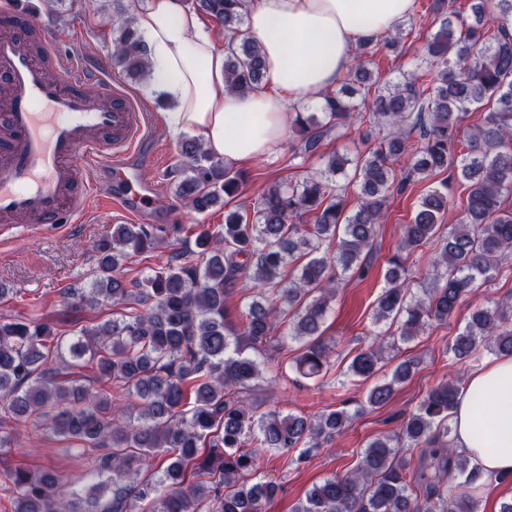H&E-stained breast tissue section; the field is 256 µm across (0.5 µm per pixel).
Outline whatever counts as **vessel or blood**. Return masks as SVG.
I'll return each mask as SVG.
<instances>
[{"label":"vessel or blood","mask_w":512,"mask_h":512,"mask_svg":"<svg viewBox=\"0 0 512 512\" xmlns=\"http://www.w3.org/2000/svg\"><path fill=\"white\" fill-rule=\"evenodd\" d=\"M147 112L106 68L88 72L17 0H0V231L72 224L98 178L106 203L145 218L156 187L139 174L155 164Z\"/></svg>","instance_id":"b4317fda"}]
</instances>
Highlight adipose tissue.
<instances>
[{
  "label": "adipose tissue",
  "instance_id": "adipose-tissue-1",
  "mask_svg": "<svg viewBox=\"0 0 512 512\" xmlns=\"http://www.w3.org/2000/svg\"><path fill=\"white\" fill-rule=\"evenodd\" d=\"M414 0H254L244 28L265 56L260 88L228 91L224 52L186 0H149L135 26L151 62L152 81L172 108L173 132L201 137L225 162L266 156L285 139L289 108L335 87L358 43L406 20ZM455 450L483 482L512 472V356L471 371L450 415Z\"/></svg>",
  "mask_w": 512,
  "mask_h": 512
}]
</instances>
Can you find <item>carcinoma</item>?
Returning <instances> with one entry per match:
<instances>
[{"label":"carcinoma","instance_id":"obj_1","mask_svg":"<svg viewBox=\"0 0 512 512\" xmlns=\"http://www.w3.org/2000/svg\"><path fill=\"white\" fill-rule=\"evenodd\" d=\"M195 5L224 27L229 90L259 88L265 64L242 30L247 0ZM430 11L439 26L421 48L419 74L384 85L362 59L396 51L399 24L362 43L349 82L322 94L323 117L295 113L305 155H320L332 131L366 117L378 129L371 147L323 157L302 182L265 189L254 209L225 210L217 229L196 233V250L141 278L124 276L130 254L191 229L120 224L93 242V280L65 290L59 319L0 318V456L12 444L3 425L39 421L81 445L91 480L84 487L51 467L4 468L11 512H135L144 502L146 512H263L279 486L252 482L257 450L295 451L301 463L351 416L345 409L260 413L255 381L270 351L289 340L300 344L301 376L326 374L322 326L330 302L344 277L367 272L362 256L373 248L389 197L444 171L467 193L452 230L442 224L446 182L421 198L403 228L375 301L380 342L359 350L343 372L352 381L376 379L368 406L386 405L420 364L409 357L379 378L384 343L396 348L448 323L463 296L512 259V0H470L467 14L456 0H431ZM113 44V64L129 79L149 75L132 17L122 19ZM476 111L481 120L462 128ZM178 152L184 178L176 195L192 209L202 213L238 195L243 173L214 159L201 140H182ZM353 183L360 195L350 210ZM429 245L427 277L407 279L403 255ZM244 278L253 282L251 295L233 322L226 302ZM100 305L112 316L66 329L70 316ZM482 348L512 355V304L477 309L448 343L458 360ZM106 384L125 399L112 398ZM458 393L450 382L432 388L399 432L372 440L354 471L313 485L292 512H477L473 497L457 493L481 479L449 440ZM404 449L419 450L415 468L400 456Z\"/></svg>","mask_w":512,"mask_h":512}]
</instances>
